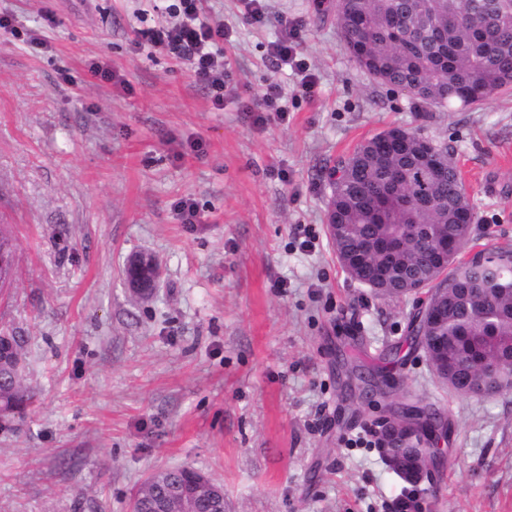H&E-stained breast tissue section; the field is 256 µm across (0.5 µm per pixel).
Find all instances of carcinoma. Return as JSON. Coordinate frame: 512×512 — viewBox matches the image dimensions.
Instances as JSON below:
<instances>
[{
  "mask_svg": "<svg viewBox=\"0 0 512 512\" xmlns=\"http://www.w3.org/2000/svg\"><path fill=\"white\" fill-rule=\"evenodd\" d=\"M334 19L352 61L418 103L470 107L512 88V0H336ZM426 139L420 128L395 127L337 160L326 221L336 225L341 267L357 263L363 278L380 281L376 294L401 297L419 281L446 288V321L423 328L424 351L461 391L488 368L512 378V249L485 247L446 271L438 264L445 240L469 248L475 213L448 144L436 143L441 156L432 158ZM28 400L1 369L0 412ZM153 492L164 488L142 483L129 512Z\"/></svg>",
  "mask_w": 512,
  "mask_h": 512,
  "instance_id": "carcinoma-1",
  "label": "carcinoma"
}]
</instances>
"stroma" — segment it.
I'll use <instances>...</instances> for the list:
<instances>
[{
    "instance_id": "35a3bbf8",
    "label": "stroma",
    "mask_w": 512,
    "mask_h": 512,
    "mask_svg": "<svg viewBox=\"0 0 512 512\" xmlns=\"http://www.w3.org/2000/svg\"><path fill=\"white\" fill-rule=\"evenodd\" d=\"M151 2L0 0V231L15 246L0 328L25 338L31 395L0 417V512H128L149 473L182 466L223 487L224 512H391L402 494L422 512H512V392L440 385L405 344L416 297L352 280L325 227L326 169L419 127L455 150L477 247L512 246V91L424 112L351 61L331 0H268L261 24L245 0H206L229 31L218 110L187 64L139 43L172 21ZM289 32L307 94L271 61ZM272 83L282 120L256 108ZM139 250L162 266L146 301L125 279ZM382 366L403 379L392 399L347 398L349 371ZM420 398L449 430L414 490L374 430L390 401Z\"/></svg>"
}]
</instances>
